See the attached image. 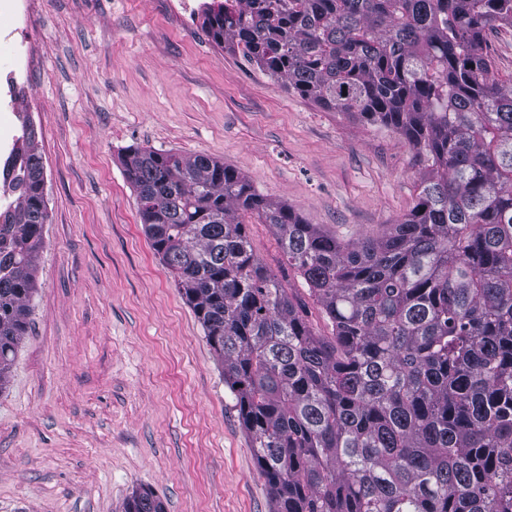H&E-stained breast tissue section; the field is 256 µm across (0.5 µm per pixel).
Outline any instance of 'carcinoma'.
Returning a JSON list of instances; mask_svg holds the SVG:
<instances>
[{
  "label": "carcinoma",
  "instance_id": "carcinoma-1",
  "mask_svg": "<svg viewBox=\"0 0 512 512\" xmlns=\"http://www.w3.org/2000/svg\"><path fill=\"white\" fill-rule=\"evenodd\" d=\"M212 40L319 106L404 136L423 168L398 224L358 241L211 157L130 148L151 246L201 324L273 512H512V79L488 35L512 0H224ZM7 158L0 390L31 325L50 215L35 129ZM270 225L331 326L254 254ZM126 512H165L150 489Z\"/></svg>",
  "mask_w": 512,
  "mask_h": 512
}]
</instances>
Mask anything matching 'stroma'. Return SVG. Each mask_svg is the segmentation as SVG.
<instances>
[{
  "label": "stroma",
  "instance_id": "obj_1",
  "mask_svg": "<svg viewBox=\"0 0 512 512\" xmlns=\"http://www.w3.org/2000/svg\"><path fill=\"white\" fill-rule=\"evenodd\" d=\"M207 0H0V164L29 115L50 222L32 328L0 390V512H272L269 488L191 307L146 238L127 148L223 161L343 239L399 223L420 170L394 131L289 92L202 25ZM255 254L329 334L266 224ZM125 512H165V506L154 491L139 489L129 497Z\"/></svg>",
  "mask_w": 512,
  "mask_h": 512
}]
</instances>
